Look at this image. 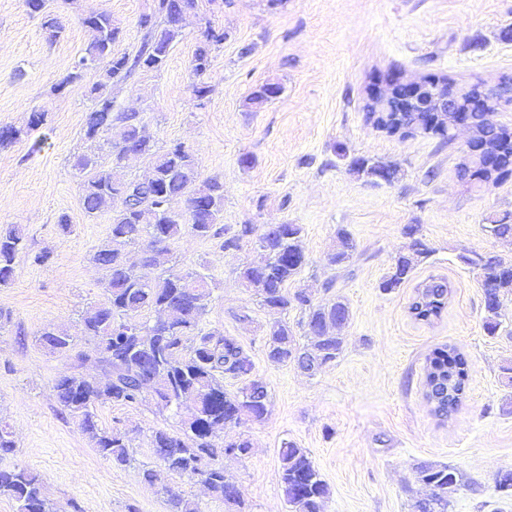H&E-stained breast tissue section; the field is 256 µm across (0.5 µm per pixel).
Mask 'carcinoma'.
<instances>
[{
	"mask_svg": "<svg viewBox=\"0 0 512 512\" xmlns=\"http://www.w3.org/2000/svg\"><path fill=\"white\" fill-rule=\"evenodd\" d=\"M34 13L42 14L41 30L48 42L57 41L63 27L45 12V0H25ZM198 0H154L150 13L140 16L143 30L139 48L133 54H116L113 45L122 29L106 11L81 18L87 33L82 55L72 72L53 87L59 91L84 77L97 74L90 87L93 107L86 117L87 151L76 158L74 168L81 177L80 200L85 215L95 218L112 213L111 233L97 246L92 262L105 273L106 302L87 309L82 316L84 333L94 341L97 361L105 378L93 382L81 375H65L54 384L56 399L65 413L79 422L83 433L100 454L116 466L133 460L126 434L99 425L97 408L106 403L134 405L149 392L157 403L169 409L193 403L190 415L182 421L180 432L164 428L154 432L151 448L158 465L142 466V478L155 492L166 498L168 512H200L199 507L170 485L174 475L201 482L211 496L224 505L241 507L238 487L213 462L215 439L233 427L263 422L268 413L266 384L253 375V363L240 344L217 330L205 329V318L212 296L207 276L184 272L172 261L171 243L187 229L197 237H224V249L239 250L249 243L261 252L259 263L241 266L238 278L253 292L259 305L270 312L288 315L294 306L304 309L307 343L295 340L288 322L278 319L269 325L265 336L270 360L292 363L313 376L333 364L343 351L342 329L350 318L348 303L340 296L317 301L301 289L288 295V282L305 265L299 224H279L273 230L243 224L233 235L220 225L224 214V183L216 178L201 179L196 152L182 143L166 149L157 141L135 109L115 106L112 89L122 86L139 70H159L167 61L173 44L182 37L187 16L197 13ZM204 41L190 61L194 93L202 99L211 92L205 81L212 48L224 43V32L205 22ZM280 85L265 83L249 98L252 104L276 99ZM512 102V88L503 91L494 107L475 106L470 121L484 140L500 141L507 128L495 120L499 106ZM392 115L403 121H418L422 113L408 102L393 98ZM44 122V113L33 111L23 126L0 127V147L31 136ZM132 158L149 160L145 177H130L125 168ZM499 172L483 167L460 168L457 177L478 189L483 182L493 183L512 177V146L497 153ZM350 169L388 183L397 178L396 167L382 161L354 157ZM485 231L499 239L512 237L509 216L492 218ZM405 234L411 238L409 252L399 253L380 282L383 293H391L411 279L417 259L431 249L418 237L419 226L410 224ZM140 249V263L127 256V248ZM26 249L24 234L17 225L0 229V288L11 285L15 261ZM355 244L348 231H336V245L327 253V262L340 269L354 257ZM461 262L492 281L483 293V329L494 336L501 328L503 301L512 297V262L495 255L466 251ZM153 267L159 274L148 279L137 272V265ZM448 302V283L431 278L417 288L409 306L411 315L424 322L440 317ZM40 343L52 353L68 355L78 346L77 337L48 322L39 332ZM425 397L433 412L446 417L461 402L469 378L468 363L454 347L435 349L428 358ZM239 382L236 391L224 389V380ZM280 481L290 512H325L330 490L308 453L291 441L279 448ZM416 477L431 484L435 492L414 503V512H448L449 496L462 475L452 466L423 463ZM17 505V512H58L43 492L39 477L23 467L0 468V497Z\"/></svg>",
	"mask_w": 512,
	"mask_h": 512,
	"instance_id": "1",
	"label": "carcinoma"
}]
</instances>
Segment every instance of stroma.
I'll use <instances>...</instances> for the list:
<instances>
[{"label":"stroma","instance_id":"35a3bbf8","mask_svg":"<svg viewBox=\"0 0 512 512\" xmlns=\"http://www.w3.org/2000/svg\"><path fill=\"white\" fill-rule=\"evenodd\" d=\"M198 4L164 68L113 89L116 107L139 110L159 147L178 141L197 153L203 177L224 184L225 227L301 225L307 263L289 291L326 290L350 306L341 356L316 375L304 374L266 354L273 316L237 273L258 261L256 250L227 251L221 239L189 233L172 243L180 269L212 281L207 326L244 348L270 395L266 420L241 431L252 441L251 454L216 459L237 484L245 512H289L280 482L285 441L306 450L328 484L327 512H413L428 493L416 478L424 462L463 474L449 512H512V499L495 487L497 473L512 467V389L501 371L512 360V301L502 308L499 334L487 335L479 273L459 260L469 250L512 261V239L485 230L488 218L512 216V178L468 190L457 178L463 141L449 146L436 136H392L368 124L363 110L366 86L390 71L490 86L512 76V0ZM151 6L152 0H46L64 27L50 44L24 0H0V126L23 125L34 110L45 115L34 133L42 149L27 141L0 147V225H19L27 240L12 284L0 288V311L11 316L0 331V422L17 443L0 467L37 474L60 512L74 503L82 512H167L140 466L154 461V431H176L180 415L150 400L99 407L102 425L130 439L136 463L118 467L62 411L53 391L64 374L103 375L91 338L81 333L80 314L107 298L91 256L109 236L111 216H85L73 169L87 146L92 80L59 93L52 87L85 46L82 16L109 12L123 30L115 52L132 53L142 38L137 21ZM207 21L224 29L226 39L211 53L206 80L212 91L200 100L190 61ZM267 81L281 84V96L249 104L254 88ZM340 145L346 156L337 155ZM245 155L250 165H241ZM355 156L396 165L397 180L374 184L358 176L349 167ZM63 214L71 221L66 232L58 224ZM408 224L418 225L431 252L404 286L382 293L393 258L408 249ZM340 228L356 245L344 270L326 260ZM44 250L50 262L34 263ZM432 277L447 280L450 293L440 318L427 324L410 315L409 304L417 285ZM245 313L250 322H242ZM48 322L78 336L87 360L42 347L37 333ZM444 346L456 348L469 366L465 394L445 418L425 398L427 359Z\"/></svg>","mask_w":512,"mask_h":512}]
</instances>
